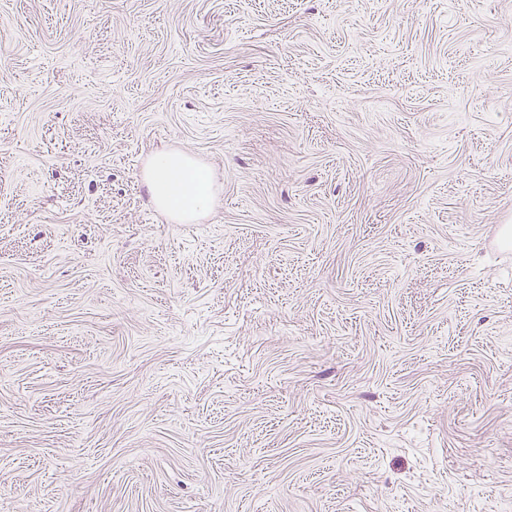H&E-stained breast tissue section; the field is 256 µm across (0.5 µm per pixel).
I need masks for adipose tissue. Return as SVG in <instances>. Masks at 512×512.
Segmentation results:
<instances>
[{
  "mask_svg": "<svg viewBox=\"0 0 512 512\" xmlns=\"http://www.w3.org/2000/svg\"><path fill=\"white\" fill-rule=\"evenodd\" d=\"M150 186L153 196L164 200L171 208L204 211L211 205L206 177L192 171L189 160L181 156L157 155L153 160Z\"/></svg>",
  "mask_w": 512,
  "mask_h": 512,
  "instance_id": "obj_1",
  "label": "adipose tissue"
}]
</instances>
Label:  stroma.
Returning a JSON list of instances; mask_svg holds the SVG:
<instances>
[{
    "label": "stroma",
    "mask_w": 512,
    "mask_h": 512,
    "mask_svg": "<svg viewBox=\"0 0 512 512\" xmlns=\"http://www.w3.org/2000/svg\"><path fill=\"white\" fill-rule=\"evenodd\" d=\"M501 224L512 0H0V512H512ZM150 186L155 201L182 212L205 211L211 205L206 177L191 170L186 157L159 154L153 160ZM190 206V207H185Z\"/></svg>",
    "instance_id": "obj_1"
}]
</instances>
